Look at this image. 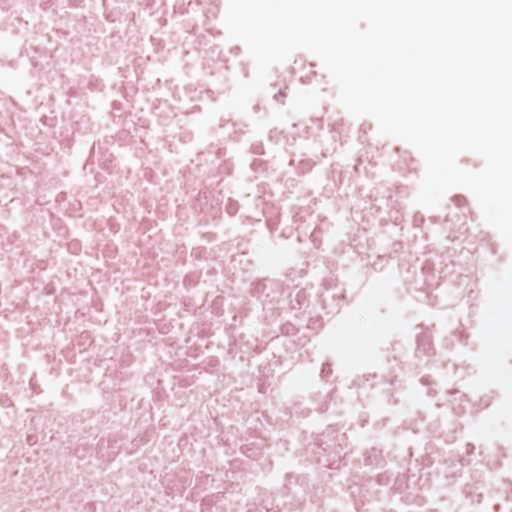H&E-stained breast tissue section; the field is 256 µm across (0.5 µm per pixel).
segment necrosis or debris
Wrapping results in <instances>:
<instances>
[{"label": "necrosis or debris", "instance_id": "4bbe7bcc", "mask_svg": "<svg viewBox=\"0 0 512 512\" xmlns=\"http://www.w3.org/2000/svg\"><path fill=\"white\" fill-rule=\"evenodd\" d=\"M225 6L0 0V512H512V249Z\"/></svg>", "mask_w": 512, "mask_h": 512}]
</instances>
